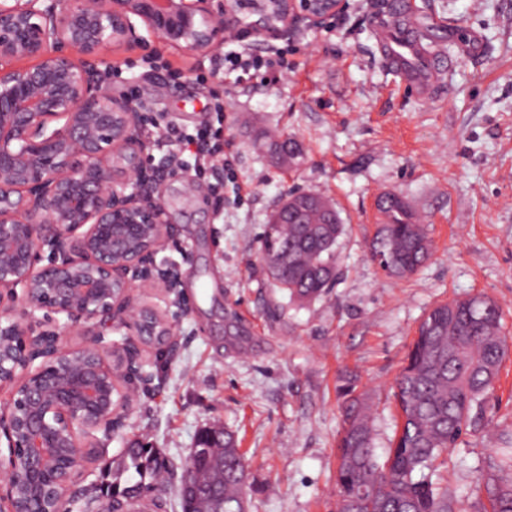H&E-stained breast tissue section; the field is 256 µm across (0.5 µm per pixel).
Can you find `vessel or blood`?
I'll list each match as a JSON object with an SVG mask.
<instances>
[{
	"label": "vessel or blood",
	"instance_id": "1",
	"mask_svg": "<svg viewBox=\"0 0 512 512\" xmlns=\"http://www.w3.org/2000/svg\"><path fill=\"white\" fill-rule=\"evenodd\" d=\"M382 56L404 79L405 85L429 96L446 75L444 60L422 45L413 26L385 27L381 33Z\"/></svg>",
	"mask_w": 512,
	"mask_h": 512
}]
</instances>
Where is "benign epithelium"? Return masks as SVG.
I'll return each mask as SVG.
<instances>
[{
	"label": "benign epithelium",
	"mask_w": 512,
	"mask_h": 512,
	"mask_svg": "<svg viewBox=\"0 0 512 512\" xmlns=\"http://www.w3.org/2000/svg\"><path fill=\"white\" fill-rule=\"evenodd\" d=\"M344 8L345 0H0V389L12 390L0 409V512H70L76 475L100 451L96 434L108 439L125 426L117 410L144 382L146 319L164 344L174 340L168 319L133 300L137 289L180 286L154 260L174 232L164 207L172 175L147 168L141 113L112 95L103 51L159 39L204 54L226 33L316 27ZM116 319L134 340L106 339L102 327ZM63 329L83 337L77 348L61 347Z\"/></svg>",
	"instance_id": "benign-epithelium-1"
}]
</instances>
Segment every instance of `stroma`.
<instances>
[{
    "instance_id": "stroma-1",
    "label": "stroma",
    "mask_w": 512,
    "mask_h": 512,
    "mask_svg": "<svg viewBox=\"0 0 512 512\" xmlns=\"http://www.w3.org/2000/svg\"><path fill=\"white\" fill-rule=\"evenodd\" d=\"M387 0H348L319 27L260 40L224 38L210 53L108 46L113 95L138 91L149 120L187 131L220 128L229 167L213 200L174 180L166 206L175 233L155 261L180 278L177 295L145 294L175 327L167 347H148L152 389H139L125 426L78 488L95 490L102 461L132 440L158 448L165 500L199 435L233 433L249 476L250 512H337L336 442L343 425L342 374L370 406L374 444L389 446L398 418L390 387L415 331L435 305L483 293L512 333V0H411L433 24L452 75L428 98L405 87L383 60L373 26ZM283 52L277 80L263 73L211 76L230 51ZM224 102L223 116L206 108ZM297 140L299 163L283 167L264 134ZM332 201L345 226L338 279L319 298L291 302L260 254L265 224L289 191ZM404 198L431 242L413 275H386L371 260L376 203ZM512 430V353L482 420L449 449L440 472L449 497L476 503L477 480Z\"/></svg>"
}]
</instances>
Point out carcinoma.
Instances as JSON below:
<instances>
[{"label": "carcinoma", "mask_w": 512, "mask_h": 512, "mask_svg": "<svg viewBox=\"0 0 512 512\" xmlns=\"http://www.w3.org/2000/svg\"><path fill=\"white\" fill-rule=\"evenodd\" d=\"M288 198L304 219L313 217L314 194L294 190ZM385 208L389 216L377 227L370 257L386 274L404 278L429 259L430 240L402 197L394 196ZM343 232L339 220L294 224L289 215L265 225L262 255L275 256L274 243L288 251V264L274 281L291 300L310 301L333 286L336 242ZM508 353L509 336L491 298L477 294L433 307L392 387L401 422L384 460L375 452L367 403L358 396L348 402L337 441L338 512H463V504L435 479L438 460L456 446L472 412L482 408ZM195 467L206 482L188 489L179 480L181 512H206L216 492L224 494V512H237L247 497V474L234 436L224 433V447L198 455ZM163 469L158 450L134 440L104 469L96 497L145 502ZM478 490L485 502L476 512H512V451L479 479Z\"/></svg>", "instance_id": "cac0c4a2"}]
</instances>
